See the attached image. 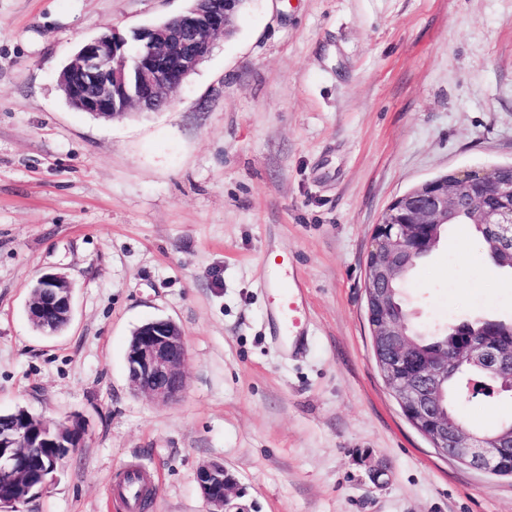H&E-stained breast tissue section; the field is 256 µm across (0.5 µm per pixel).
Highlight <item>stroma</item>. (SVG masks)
<instances>
[{"mask_svg":"<svg viewBox=\"0 0 512 512\" xmlns=\"http://www.w3.org/2000/svg\"><path fill=\"white\" fill-rule=\"evenodd\" d=\"M188 0H0V412L80 421L81 447L17 512H123L113 474L153 476L150 512H205L218 461L257 512H512V478L432 447L375 364L365 262L389 203L432 178L512 163V0H248L231 37L160 112L72 109L78 45ZM299 272L302 350L269 328ZM47 273L73 285L55 336L27 317ZM436 336L512 318V272L449 225L405 283ZM168 318L186 388L159 402L127 377L128 341ZM471 426L512 418L477 394Z\"/></svg>","mask_w":512,"mask_h":512,"instance_id":"obj_1","label":"stroma"}]
</instances>
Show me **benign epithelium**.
<instances>
[{"label": "benign epithelium", "instance_id": "7a95c632", "mask_svg": "<svg viewBox=\"0 0 512 512\" xmlns=\"http://www.w3.org/2000/svg\"><path fill=\"white\" fill-rule=\"evenodd\" d=\"M179 15L133 30L138 51H124L127 38L113 28L85 40L64 66L59 85L77 110L115 118L131 110L159 112L209 56L213 39L240 14L243 0H188ZM467 214L469 224L488 230L493 246L512 255V164L470 169L429 180L395 198L375 225L366 260L365 294L380 375L408 422L440 453L496 476L512 477V436L490 438L454 425L440 411L443 386L458 369L475 366L494 385L475 381L470 391H512V342L492 338L482 328L466 331L452 344L425 353L408 334L406 317L389 307L391 285L402 279L422 248L435 244L436 229ZM27 307L30 322L45 336L48 323L72 316V285L56 273L41 276ZM173 321H148L126 352L132 387L160 401H173L185 388L186 343L171 330ZM0 472L16 483H29L32 460L39 459L41 486L57 470L58 460L44 461L41 449L77 448L82 425L50 426L29 411L0 414ZM196 482L207 512H251L237 502L244 492L231 470L220 463L199 467Z\"/></svg>", "mask_w": 512, "mask_h": 512}]
</instances>
